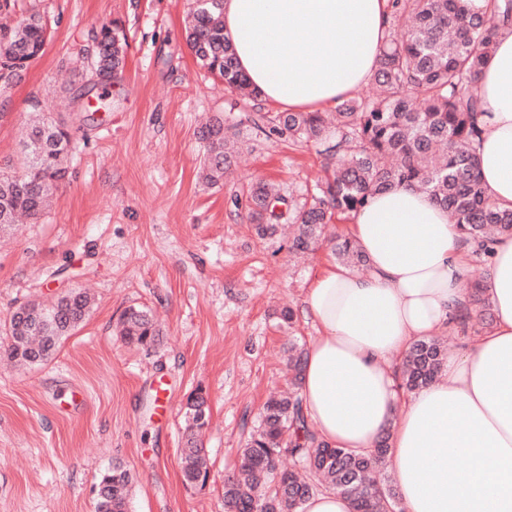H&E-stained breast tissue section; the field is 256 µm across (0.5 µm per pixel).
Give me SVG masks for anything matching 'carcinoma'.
Instances as JSON below:
<instances>
[{
  "label": "carcinoma",
  "mask_w": 512,
  "mask_h": 512,
  "mask_svg": "<svg viewBox=\"0 0 512 512\" xmlns=\"http://www.w3.org/2000/svg\"><path fill=\"white\" fill-rule=\"evenodd\" d=\"M223 0H192L185 40L195 59L234 90L255 95L239 70L233 47L224 36ZM17 0H0V92L8 89L39 59L51 37L47 23L31 13L13 24ZM390 34L380 55L372 97H349L336 107V143L326 148L332 176L316 187L311 200L284 198L269 183L258 180L249 191L248 218L256 234L272 237L281 215L275 203L288 204L296 232L289 251L312 252L331 244L336 259L350 267L367 265L365 255L348 237H327L332 215L355 213L379 191L407 184L427 193L448 209L478 258L491 245L512 236V209L500 207L486 193L478 172L476 145L481 136L480 75L493 49L500 23L512 21V0H488L484 14L466 11L462 0H389ZM126 39L115 21L100 26L87 56L91 75L108 84L125 64ZM258 129L267 137L293 142L325 143L320 112H282ZM229 128L213 116L200 130L206 151L203 178L210 184L224 179L230 166ZM78 144L63 119L31 120L23 132L22 172L0 173V232L19 217L38 219L46 210L57 183L66 175L65 161ZM471 306L492 318L480 282L469 284ZM92 301L73 290L56 301L24 304L12 314L9 342L0 355L17 365L41 364L58 351L61 340L89 315ZM120 336L146 351L155 348L159 331L149 313L124 312ZM304 346L288 355L292 388L268 399L259 425L239 449L237 471L224 478V512H301L312 495L332 490L351 503L352 512H394L396 489L383 472L389 436L364 455L332 448L320 441L306 420L300 385ZM447 349L438 339L416 341L400 365V388L412 392L437 380ZM202 391L186 401L188 438L181 449L183 483L203 487L209 478L207 455L197 435L200 412L209 411ZM290 455L299 468L288 469L281 458ZM131 476L119 465L103 473L97 485L95 512H128Z\"/></svg>",
  "instance_id": "1"
}]
</instances>
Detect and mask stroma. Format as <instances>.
Listing matches in <instances>:
<instances>
[{"label":"stroma","mask_w":512,"mask_h":512,"mask_svg":"<svg viewBox=\"0 0 512 512\" xmlns=\"http://www.w3.org/2000/svg\"><path fill=\"white\" fill-rule=\"evenodd\" d=\"M189 0H18L51 38L21 81L0 96V169L18 166L32 101L73 116L79 150L38 223L0 234V343L16 308L89 290L92 311L45 364L0 360V512H94L112 464L134 483L128 512H224V477L258 424L266 398L287 385L289 341L315 330L300 318L306 291L331 261L302 259L284 237L261 239L247 219L248 187L263 178L302 196L331 170L321 145L266 137L255 120L277 107L240 97L197 64L183 38ZM129 47L121 78L88 106L84 72L69 62L101 24ZM218 114L234 132V166L204 185L199 137ZM63 277H56V270ZM149 310L162 336L146 351L117 334L122 313ZM296 314L282 323V308ZM164 380L168 413L152 383ZM211 409L205 487L185 486L179 450L188 396Z\"/></svg>","instance_id":"stroma-1"}]
</instances>
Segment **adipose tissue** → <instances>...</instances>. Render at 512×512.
<instances>
[{"mask_svg":"<svg viewBox=\"0 0 512 512\" xmlns=\"http://www.w3.org/2000/svg\"><path fill=\"white\" fill-rule=\"evenodd\" d=\"M224 34L259 101L288 111L336 106L371 79L390 24L387 0H224ZM482 183L512 208V25L481 73ZM368 260L358 276L324 268L301 313L305 415L332 447L364 453L388 436L402 512H512V237L501 238L483 293L495 319L479 343L448 353L438 381L399 391L394 361L455 324L470 250L447 209L396 186L354 213ZM464 467H455V460Z\"/></svg>","mask_w":512,"mask_h":512,"instance_id":"obj_1","label":"adipose tissue"}]
</instances>
